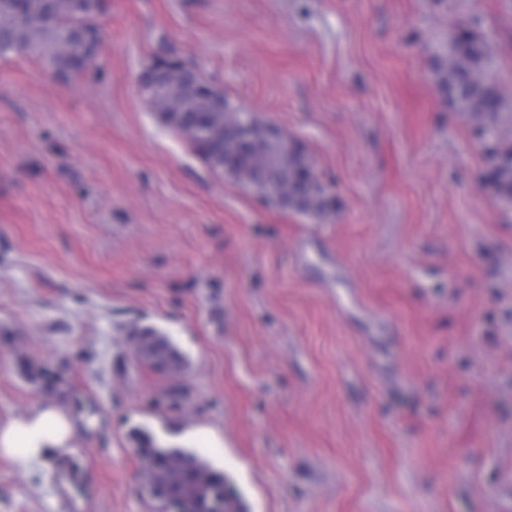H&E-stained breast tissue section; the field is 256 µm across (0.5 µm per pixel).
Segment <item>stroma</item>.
Here are the masks:
<instances>
[{"mask_svg":"<svg viewBox=\"0 0 512 512\" xmlns=\"http://www.w3.org/2000/svg\"><path fill=\"white\" fill-rule=\"evenodd\" d=\"M108 3L84 76L0 59V424L77 419L0 455V512H152L140 432L249 512H512V207L432 78L471 25L512 93V0ZM160 55L301 142L335 211L211 170L142 98ZM72 418L55 404H44L0 425V454L11 457L20 470L28 469L50 450L71 448Z\"/></svg>","mask_w":512,"mask_h":512,"instance_id":"obj_1","label":"stroma"}]
</instances>
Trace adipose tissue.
I'll list each match as a JSON object with an SVG mask.
<instances>
[{
  "instance_id": "obj_1",
  "label": "adipose tissue",
  "mask_w": 512,
  "mask_h": 512,
  "mask_svg": "<svg viewBox=\"0 0 512 512\" xmlns=\"http://www.w3.org/2000/svg\"><path fill=\"white\" fill-rule=\"evenodd\" d=\"M75 424L60 407L48 403L0 425V454L11 457L19 469H28L52 450L72 445Z\"/></svg>"
}]
</instances>
